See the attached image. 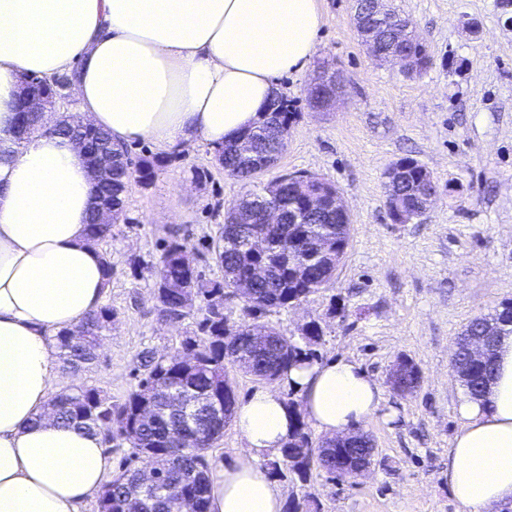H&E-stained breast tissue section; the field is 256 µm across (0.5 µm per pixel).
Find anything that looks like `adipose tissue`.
<instances>
[{
  "label": "adipose tissue",
  "mask_w": 512,
  "mask_h": 512,
  "mask_svg": "<svg viewBox=\"0 0 512 512\" xmlns=\"http://www.w3.org/2000/svg\"><path fill=\"white\" fill-rule=\"evenodd\" d=\"M321 25L318 0H0V512H79L112 475L101 436L49 415L53 337L106 289L87 235L93 175L72 140L40 131L15 142L22 80L77 68V117L114 143L216 148L262 121L278 79L313 58ZM287 389L328 435L358 428L384 400L342 358L253 390L234 414L245 449L211 467L210 512H282L264 461L296 427ZM460 416L448 487L464 512H494L512 500V333L486 402L463 398Z\"/></svg>",
  "instance_id": "obj_1"
}]
</instances>
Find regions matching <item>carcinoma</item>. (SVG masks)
<instances>
[{
  "mask_svg": "<svg viewBox=\"0 0 512 512\" xmlns=\"http://www.w3.org/2000/svg\"><path fill=\"white\" fill-rule=\"evenodd\" d=\"M403 49L410 54L426 58V44L413 32L404 34ZM32 89L42 92L56 90L65 76L51 79L38 75L29 76ZM280 111L266 113L265 119L248 130L254 142L253 154L261 157L268 152L273 140L280 141V151H285L290 124L296 113L290 110L288 100H278ZM42 131L63 138L68 132L59 124L49 125L44 117L17 115L16 138ZM89 141L103 148H112L118 154L113 162L112 183L93 185L92 196L112 200L111 224H99L89 216V237L99 241L112 236L113 225L124 220V194L133 177L129 170L130 157L125 147L112 145V134L101 128L87 133ZM216 160L228 175L242 180L256 177L254 167L237 152V142L216 149ZM166 160L142 158L134 164L139 182L149 184L156 169ZM274 188L275 199L285 210L306 207V195L297 185L288 182L282 174L252 190L260 195L267 188ZM398 193L411 207L420 206L426 195V185L420 169L407 171L405 182ZM323 222L308 224H264L256 213L245 212L234 216L229 211L224 223L218 225L215 236L210 238V249L216 262L224 271L223 281H206L199 271L186 264V249L174 240L165 251L154 284L158 315L166 320H181L190 314L191 306L184 304V296L192 294L205 303L203 319L198 323L201 336L188 337L172 357L158 356L144 349L136 367L138 382L122 401H114L103 391L88 386L65 390L54 396L53 417L63 426L100 434L112 451H127L119 471L112 475L98 498V512H157L154 494L166 499L169 509L182 497L195 500L197 512H208L209 471L211 460L208 451L222 436L224 425L214 416L202 411L193 419L186 436L188 445L178 440L180 421L162 409L163 402L154 403V410L146 412L149 392L156 388L186 391L189 395L208 401L227 403L228 420H233L236 396L226 373V364L265 382H276L289 368L310 364L315 358L313 350H304L282 331L257 320L256 314L285 310L296 301L308 297L330 284L336 271V260L318 252L316 243L328 237L348 247L350 224L336 213L326 211ZM263 231L269 238L267 253L254 256L243 249L240 239ZM249 283V300L244 303L246 317L232 324L224 311L216 305L236 298L234 287L240 281ZM512 301L502 304V309L490 315L497 323L499 333H512V316L508 309ZM114 310L101 305L89 312L73 328L59 331L55 336L57 356L73 370L95 359L94 348L100 336L109 327ZM456 362L466 371L464 386L476 400H487L495 369V356L481 362L468 359L465 351L456 354ZM302 419H297L291 438L280 450L281 462L297 474H305L315 466L327 473L336 469V459L343 453L334 438L313 444L303 431ZM155 458L160 484L155 489L143 490L136 483L137 463Z\"/></svg>",
  "mask_w": 512,
  "mask_h": 512,
  "instance_id": "obj_1",
  "label": "carcinoma"
}]
</instances>
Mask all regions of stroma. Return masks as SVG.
<instances>
[{
  "mask_svg": "<svg viewBox=\"0 0 512 512\" xmlns=\"http://www.w3.org/2000/svg\"><path fill=\"white\" fill-rule=\"evenodd\" d=\"M318 4L315 55L277 81L298 117L276 170L334 183L351 238L329 286L265 320L293 336L319 321L320 361H356L383 386L384 402L361 427L375 448L369 473L335 479L314 468L302 478L283 468L273 477L284 500L304 501L309 512H463L448 488L463 393L449 359L469 321L512 300V28L502 0H395L432 56L425 72L407 77L371 57L354 0ZM327 67L343 73L346 94L320 112L308 89ZM406 156L433 173L439 196L419 220L395 224L383 174ZM248 189L206 144L181 150L149 186L130 183L126 221L98 244L112 259L103 301L116 317L99 357L76 372L60 368L58 389L84 384L123 400L143 349L179 348L201 314L169 321L155 310L154 277L170 232L179 230L175 239L205 279H222L209 237ZM402 357L422 373L410 396L388 386Z\"/></svg>",
  "mask_w": 512,
  "mask_h": 512,
  "instance_id": "stroma-1",
  "label": "stroma"
}]
</instances>
